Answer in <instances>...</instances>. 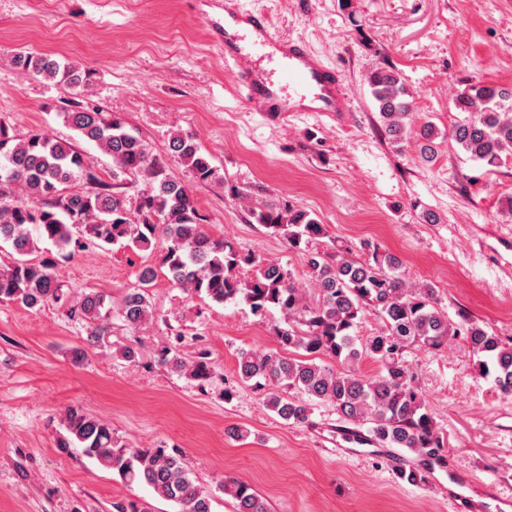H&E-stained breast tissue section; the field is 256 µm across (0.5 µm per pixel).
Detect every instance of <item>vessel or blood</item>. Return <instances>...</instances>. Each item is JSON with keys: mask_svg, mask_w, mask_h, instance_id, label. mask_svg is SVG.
<instances>
[{"mask_svg": "<svg viewBox=\"0 0 512 512\" xmlns=\"http://www.w3.org/2000/svg\"><path fill=\"white\" fill-rule=\"evenodd\" d=\"M224 60L238 64L247 102L264 112H346L350 98L336 68L298 40L277 37L242 0H224Z\"/></svg>", "mask_w": 512, "mask_h": 512, "instance_id": "vessel-or-blood-1", "label": "vessel or blood"}]
</instances>
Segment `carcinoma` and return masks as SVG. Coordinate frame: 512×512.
<instances>
[{"label":"carcinoma","mask_w":512,"mask_h":512,"mask_svg":"<svg viewBox=\"0 0 512 512\" xmlns=\"http://www.w3.org/2000/svg\"><path fill=\"white\" fill-rule=\"evenodd\" d=\"M16 63L30 76L56 80L75 91L90 85L91 74L46 54L20 53ZM367 83L388 136L401 141L413 125L412 93L388 66L373 70ZM454 105L468 116L453 126L450 136L470 159L499 167L512 157V101L503 92L472 84L456 95ZM61 116L80 139L112 157L115 169L141 176L144 187L133 207L116 183L99 180L92 191L78 189L76 183L93 176L74 144L40 131L17 140L0 124V242L11 248L7 259L0 260V301L31 309L56 305L70 320L86 324L87 344L105 340L111 297L89 290L73 301L55 274L57 257L64 256L77 234L99 246L158 249L173 287L221 305L242 301L257 317L277 310L288 319V327L276 330L279 350L242 349L237 354L241 381L263 391L267 406L284 420L304 423L309 418L305 402L283 393L294 388L311 400L333 404L346 422L370 425L382 444L443 459L445 440L411 384L401 350L408 344L441 349L459 332L478 357L479 371L493 376L501 392L512 394V345L465 317L460 323L449 320L437 307L436 288L407 287L395 273V258L378 245L365 244L364 260L347 251L321 254L309 245L327 232L308 212L273 201L250 208V217L267 232L304 252L308 282L318 292L311 304L279 263L242 254L229 240L209 234L191 188L152 156L144 138L122 117L83 108ZM169 150L196 182L216 179V169L193 136L172 134ZM41 241L51 242L57 254L40 251ZM246 266L249 273L243 277L240 270ZM154 277V269H143L139 287L120 304V317L132 327L151 318L148 288ZM368 307L382 318L384 331L363 343L353 331ZM321 357L335 360L338 367L317 363ZM363 357L379 363L376 375L364 377L357 371ZM160 361L201 386L215 374L206 355L185 362L174 346L161 350ZM61 426V447L82 449L125 485L148 488L178 512H212V494L197 484L180 456L161 446L119 447L105 421L79 409H69ZM222 491L234 499L235 512H272L267 499L246 482L226 478ZM112 508L153 512L147 501L115 502Z\"/></svg>","instance_id":"obj_1"}]
</instances>
